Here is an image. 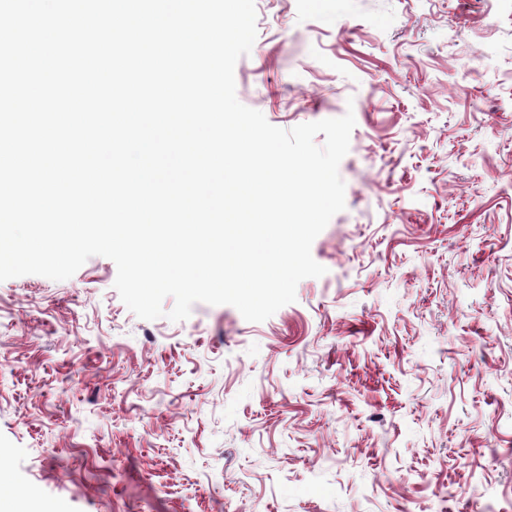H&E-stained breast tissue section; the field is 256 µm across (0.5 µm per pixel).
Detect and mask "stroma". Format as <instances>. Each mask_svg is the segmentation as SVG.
Masks as SVG:
<instances>
[{"label": "stroma", "mask_w": 512, "mask_h": 512, "mask_svg": "<svg viewBox=\"0 0 512 512\" xmlns=\"http://www.w3.org/2000/svg\"><path fill=\"white\" fill-rule=\"evenodd\" d=\"M255 2L238 100L286 130L354 112L325 275L260 323L140 319L102 256L0 282V496L512 512V0Z\"/></svg>", "instance_id": "stroma-1"}]
</instances>
